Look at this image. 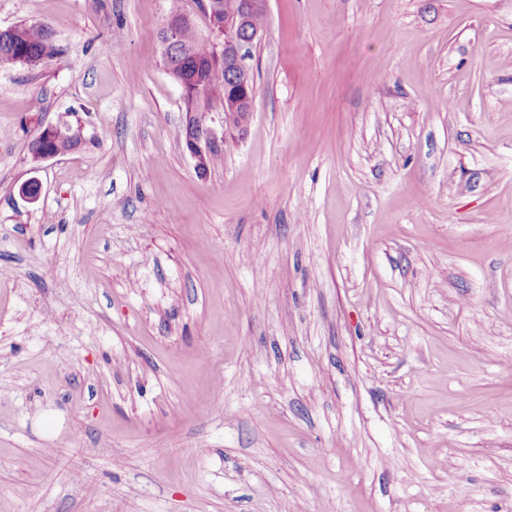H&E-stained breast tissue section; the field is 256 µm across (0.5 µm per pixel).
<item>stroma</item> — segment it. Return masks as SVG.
<instances>
[{
  "label": "stroma",
  "mask_w": 512,
  "mask_h": 512,
  "mask_svg": "<svg viewBox=\"0 0 512 512\" xmlns=\"http://www.w3.org/2000/svg\"><path fill=\"white\" fill-rule=\"evenodd\" d=\"M175 9L0 0L65 48L0 65V512H512V0H268L204 177Z\"/></svg>",
  "instance_id": "1"
}]
</instances>
